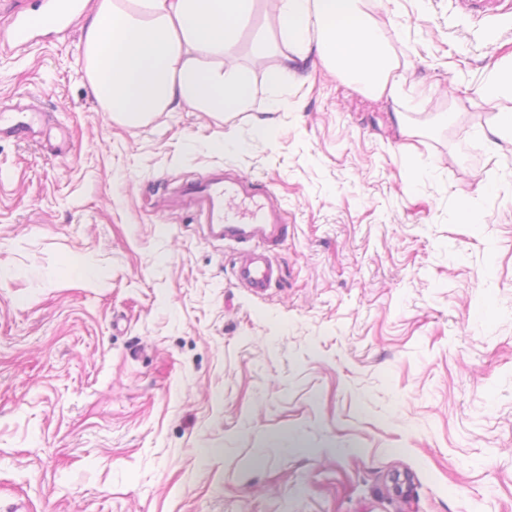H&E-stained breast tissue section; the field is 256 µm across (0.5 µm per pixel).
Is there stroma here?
<instances>
[{"label":"stroma","mask_w":512,"mask_h":512,"mask_svg":"<svg viewBox=\"0 0 512 512\" xmlns=\"http://www.w3.org/2000/svg\"><path fill=\"white\" fill-rule=\"evenodd\" d=\"M40 5L0 0V106L50 117L0 139V512H512V143L478 93L512 0H371L425 96L320 70L223 151L203 112L112 122L80 29L7 49ZM215 170L288 212L264 295L174 202Z\"/></svg>","instance_id":"1"}]
</instances>
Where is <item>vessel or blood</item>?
Wrapping results in <instances>:
<instances>
[{
	"label": "vessel or blood",
	"instance_id": "1",
	"mask_svg": "<svg viewBox=\"0 0 512 512\" xmlns=\"http://www.w3.org/2000/svg\"><path fill=\"white\" fill-rule=\"evenodd\" d=\"M45 115L35 103L0 107V138L33 140ZM184 205L194 209L209 235L239 245L234 277L240 287L261 295L278 278L271 254L284 241L288 213L274 191L252 179L214 174L185 181L179 190Z\"/></svg>",
	"mask_w": 512,
	"mask_h": 512
}]
</instances>
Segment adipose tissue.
<instances>
[{
	"mask_svg": "<svg viewBox=\"0 0 512 512\" xmlns=\"http://www.w3.org/2000/svg\"><path fill=\"white\" fill-rule=\"evenodd\" d=\"M277 31H256L249 65L238 64L242 32L259 0H94L80 40L84 76L116 123L141 126L183 108L226 122L257 100L279 112L296 63L322 66L376 97L401 98L406 79L370 14L366 0H273ZM283 53L285 66L256 67ZM480 97L499 107L482 130L489 149L512 143V65L493 71Z\"/></svg>",
	"mask_w": 512,
	"mask_h": 512,
	"instance_id": "adipose-tissue-1",
	"label": "adipose tissue"
}]
</instances>
